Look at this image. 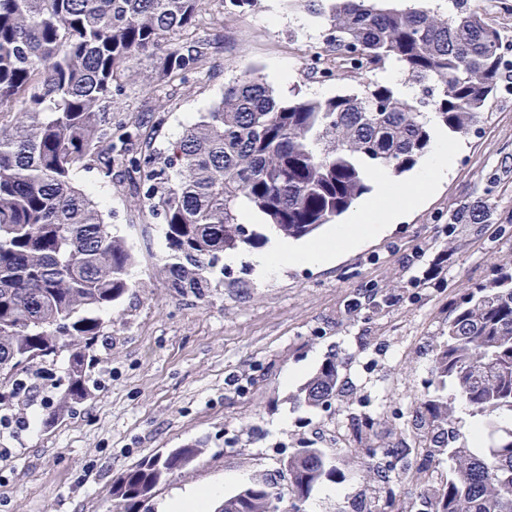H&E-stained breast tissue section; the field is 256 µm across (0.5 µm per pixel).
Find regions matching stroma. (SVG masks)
<instances>
[{"instance_id": "1", "label": "stroma", "mask_w": 512, "mask_h": 512, "mask_svg": "<svg viewBox=\"0 0 512 512\" xmlns=\"http://www.w3.org/2000/svg\"><path fill=\"white\" fill-rule=\"evenodd\" d=\"M205 9L196 33L220 46L201 72L188 85L154 91L143 81L150 61L129 68L121 108L107 120L139 117L142 141L164 148L247 66L282 100L360 91V78L315 76L324 19L286 0H207ZM280 69L288 83L275 79ZM457 144L447 181L386 235L340 253L332 266L290 265L263 279L243 259L213 270L201 296L168 287L163 225L137 205L146 192L139 173L106 180L77 169L76 184L134 250L136 286L102 315L103 335L87 360L88 396L52 426L7 440L0 512H111L115 479L193 442L203 454L157 487L146 512L195 486L220 484L233 495L259 473L283 486L284 460L306 443L333 451L334 478L309 497L319 512H383L380 479L355 447L337 448L332 431L370 415L374 447H399L442 392L432 349L448 330L449 301L512 259V224L451 221L478 197L496 202L499 215L512 213V71L488 118ZM442 251L448 261L439 282L410 289ZM398 294L403 303L385 306ZM330 356L341 365L344 392L320 406L300 403L303 384Z\"/></svg>"}]
</instances>
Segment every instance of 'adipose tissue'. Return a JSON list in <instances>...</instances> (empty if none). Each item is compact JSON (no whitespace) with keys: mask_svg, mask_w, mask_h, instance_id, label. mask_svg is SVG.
<instances>
[{"mask_svg":"<svg viewBox=\"0 0 512 512\" xmlns=\"http://www.w3.org/2000/svg\"><path fill=\"white\" fill-rule=\"evenodd\" d=\"M455 153L447 130H437L432 153L411 179L401 182L386 174L375 176L373 195L319 239L294 246L280 238H271L265 251L250 257L258 276L266 277L283 265L329 264L340 251L357 248L367 238L383 233L447 179Z\"/></svg>","mask_w":512,"mask_h":512,"instance_id":"adipose-tissue-1","label":"adipose tissue"}]
</instances>
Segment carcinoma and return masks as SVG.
I'll use <instances>...</instances> for the list:
<instances>
[{
    "label": "carcinoma",
    "mask_w": 512,
    "mask_h": 512,
    "mask_svg": "<svg viewBox=\"0 0 512 512\" xmlns=\"http://www.w3.org/2000/svg\"><path fill=\"white\" fill-rule=\"evenodd\" d=\"M328 14L326 48L345 61L346 75L399 67L413 99L369 80L358 93L277 99L255 69L224 86L219 102L168 142L164 157L139 156L129 145L133 121L112 138L103 104L118 108L121 79L134 64L162 50L147 85L202 69L216 49L188 32L202 20L205 0H0V387L9 389L34 367L67 353L68 384L44 408V424L88 396L85 362L103 336L101 312L133 287L132 248L112 233L91 195L73 182L75 169L95 159L100 173L129 165L148 183L151 215L165 225L161 258L168 286L196 294L228 250L253 247L265 224L292 240L314 236L370 192L368 176H400L430 147L438 125L465 136L485 115L500 87L502 36L472 0L456 13L384 8L375 0H290ZM495 204L466 203L455 224H483ZM67 324L61 331L55 323ZM441 387L454 397L427 405L421 419L430 453L448 449V477L421 495L431 512H512V430L498 435L494 419L512 417V261L475 284L448 308V334L433 348ZM336 357L326 359L301 388L316 406L341 392ZM485 418L486 447L456 427L455 401ZM375 421L353 430L368 467L385 473L389 449L370 444ZM291 456L287 493L256 479L224 499L215 512H268L270 496L292 498L336 473L327 450L306 444ZM204 453L186 444L144 461L112 486L117 512H139L154 490Z\"/></svg>",
    "instance_id": "cac0c4a2"
}]
</instances>
